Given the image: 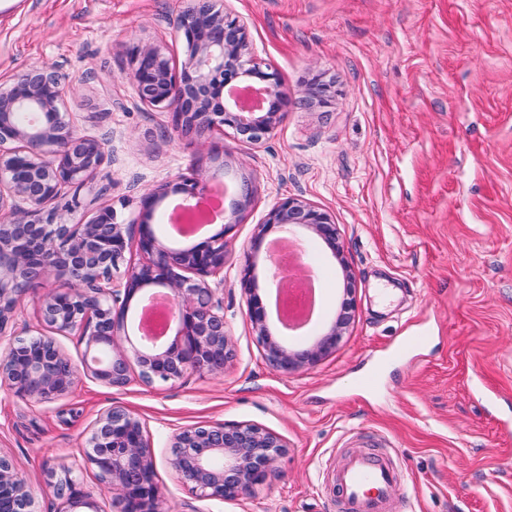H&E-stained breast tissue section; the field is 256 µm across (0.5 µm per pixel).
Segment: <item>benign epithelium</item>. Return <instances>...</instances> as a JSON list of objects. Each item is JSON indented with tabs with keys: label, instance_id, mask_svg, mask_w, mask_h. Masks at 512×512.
<instances>
[{
	"label": "benign epithelium",
	"instance_id": "benign-epithelium-1",
	"mask_svg": "<svg viewBox=\"0 0 512 512\" xmlns=\"http://www.w3.org/2000/svg\"><path fill=\"white\" fill-rule=\"evenodd\" d=\"M178 33L187 46L181 69L163 49L134 43L127 49L129 78L138 97L152 106L174 107L176 132L203 134L232 128L239 141L259 144L284 117L285 95L279 73L247 59L249 32L244 23L214 5L194 0L181 16ZM66 78L46 67L31 68L0 87V335L36 279H56L65 289L44 296V321L55 333L77 331L86 344L83 369L109 387L132 382L136 363L141 382H176L192 369L220 374L231 358L224 325V301L211 282L224 273L225 231L238 223L253 195L240 186L243 202L224 217V231L187 247H169L153 229L156 209L171 194L189 208L208 190L198 173L147 193L138 218L114 221L112 207L88 203L65 189H80L105 160L99 140L80 134L61 112ZM328 86L315 76L303 89L309 105L328 102ZM38 115L35 124L17 121L20 112ZM91 207L92 217L70 223L63 212ZM274 229L319 241L338 263L344 283L336 319L312 345L296 349L270 332L255 273V249ZM137 251L141 261L127 267L125 281L114 272ZM240 284L247 297L246 316L266 362L288 376L312 366L336 348L355 309L354 272L331 217L309 202L288 197L274 206L244 253ZM165 289L170 320L178 324L168 344L146 337L133 343L124 328L131 301L148 287ZM77 368L47 335L14 338L0 347V387L16 397L50 402L69 393ZM286 447L275 433L246 422L193 426L173 439L171 467L183 482L205 497L238 498L275 475L274 462ZM99 480L115 492L117 512H163V493L155 480L154 458L141 420L114 406L99 418L84 450ZM49 487L57 512H98L90 492L72 470L50 471ZM0 512H40L37 497L9 457L0 454Z\"/></svg>",
	"mask_w": 512,
	"mask_h": 512
}]
</instances>
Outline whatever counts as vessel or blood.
Here are the masks:
<instances>
[{
  "label": "vessel or blood",
  "instance_id": "vessel-or-blood-1",
  "mask_svg": "<svg viewBox=\"0 0 512 512\" xmlns=\"http://www.w3.org/2000/svg\"><path fill=\"white\" fill-rule=\"evenodd\" d=\"M333 488L343 512H392L407 497L395 468L371 455L349 458L336 472Z\"/></svg>",
  "mask_w": 512,
  "mask_h": 512
}]
</instances>
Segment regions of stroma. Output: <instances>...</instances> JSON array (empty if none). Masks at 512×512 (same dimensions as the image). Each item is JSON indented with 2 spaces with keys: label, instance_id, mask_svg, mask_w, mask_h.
<instances>
[{
  "label": "stroma",
  "instance_id": "1",
  "mask_svg": "<svg viewBox=\"0 0 512 512\" xmlns=\"http://www.w3.org/2000/svg\"><path fill=\"white\" fill-rule=\"evenodd\" d=\"M192 0H0V85L34 67L68 75L64 110L106 159L82 189H102L117 223L143 195L199 169L254 194L225 233L223 374L111 388L79 375L47 403L0 389V453L56 512L51 467L71 468L100 512H113L81 450L100 413L139 416L171 512H337L328 482L349 456L400 468L413 512H512V0H220L243 20L251 59L278 70L288 104L263 143L231 128L171 130L169 108L142 104L126 78L133 42L161 45L173 66ZM332 98L306 107L315 73ZM288 197L336 224L355 274L354 319L336 349L285 376L264 360L239 282L257 224ZM304 248L321 272L323 308L302 333L269 318L301 349L343 300L330 253ZM421 337L411 347L410 337ZM248 422L286 443L275 478L238 499L203 497L170 466L173 437Z\"/></svg>",
  "mask_w": 512,
  "mask_h": 512
}]
</instances>
